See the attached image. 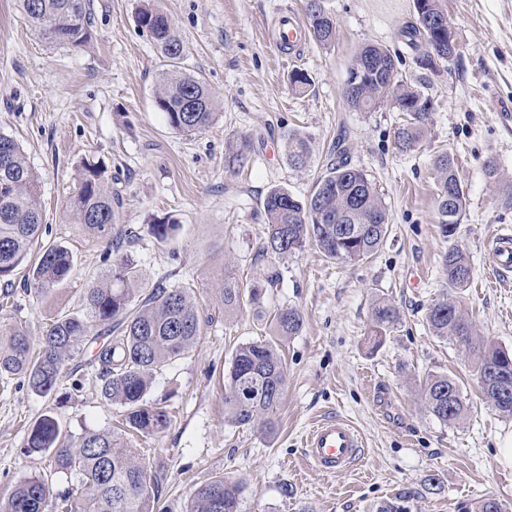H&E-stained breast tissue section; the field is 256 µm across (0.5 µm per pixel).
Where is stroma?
Masks as SVG:
<instances>
[{"mask_svg": "<svg viewBox=\"0 0 512 512\" xmlns=\"http://www.w3.org/2000/svg\"><path fill=\"white\" fill-rule=\"evenodd\" d=\"M94 38L84 48L55 46L30 26L19 0H0V132L21 143L35 173L43 231L30 249L71 252L74 270L46 289L28 287V265L0 282V316L21 322L39 343L57 317L80 311L83 297L106 271L102 240L80 230L67 200L86 157L103 160L121 197L116 226L132 233L131 253L149 284L189 285L202 320L197 345L157 373L148 401L166 405L162 434H130L162 478L159 512H186L190 494L217 476L239 482L240 512H473L487 496L512 512V418L484 402L473 365L427 325L430 305L448 290L441 259L451 245L470 258L472 278L455 295L480 336L512 351V281L499 282L488 249L500 226L512 227V0H438L456 51L425 68L400 36L415 21L414 0H325L336 19L328 48L307 41L299 57L282 58L267 32L282 14H304L305 0H159L184 41L185 69L202 78L219 117L206 131L174 133L155 106L162 59L136 23L139 0H93ZM367 44L398 57L400 78L434 106L415 150L399 151L398 112L350 109L347 70ZM307 74L294 91V72ZM288 131L311 139L312 160L294 170L285 155ZM354 165L372 174L389 210V232L368 260L340 263L306 247L295 256L259 257L265 216L261 202L281 187L309 195L336 159L338 133ZM248 136L242 170L224 166L226 145ZM454 159L466 213L455 237L438 223L434 160ZM498 168L490 181L488 162ZM176 218L173 239L159 243L149 225ZM243 282L279 271L262 302L224 310L225 269ZM396 306L400 321L378 348L368 343L376 298ZM296 308L300 332L283 346L287 379L273 432L235 426L224 416V371L235 348L268 338L273 310ZM430 373L455 378L470 406L448 425L417 399ZM54 416L73 437L117 430L124 410L104 400L91 354L67 363L49 394L23 376L0 377V499L15 485L48 471L24 444L41 415ZM336 416L364 441L359 461L323 475L304 454L311 426Z\"/></svg>", "mask_w": 512, "mask_h": 512, "instance_id": "stroma-1", "label": "stroma"}]
</instances>
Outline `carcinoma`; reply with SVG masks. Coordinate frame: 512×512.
<instances>
[{"instance_id": "cac0c4a2", "label": "carcinoma", "mask_w": 512, "mask_h": 512, "mask_svg": "<svg viewBox=\"0 0 512 512\" xmlns=\"http://www.w3.org/2000/svg\"><path fill=\"white\" fill-rule=\"evenodd\" d=\"M93 0H21L31 27L45 40L69 48L87 46L93 38ZM307 34L324 47L336 40V24L324 0H306ZM138 27L152 39L165 62L155 90V104L177 133L191 135L209 128L218 118L216 101L202 80L186 73L182 62L184 43L171 17L141 0ZM409 44L424 41L431 47L427 18L402 30ZM350 76L359 77L351 92L344 91L349 106L370 112L386 103L402 113L394 131L397 148L408 152L424 136L432 101L396 79L395 56L383 46L368 45L353 59ZM290 166L302 169L310 159L309 138L299 132L284 136ZM250 141L242 137L230 144L224 164L242 167L248 162ZM436 206L440 230L450 237L466 209V192L458 179L454 160L446 153L434 162ZM118 193L112 192V174L100 160H85L78 172V188L69 200V211L87 233L107 240L103 277L87 289L86 313L56 319L33 352L22 324L0 316V375L22 374L32 390L49 394L63 366L94 344L93 362L102 382L103 397L125 410L133 432L154 436L170 426L165 407L146 399L155 373L192 350L200 337L201 318L191 291L162 284L147 285L121 234H112ZM266 217L261 257L282 258L312 244L331 260L365 261L382 246L389 230V216L375 178L346 161L329 168L302 200L282 188L270 190L262 201ZM176 219L165 217L150 225L160 242L178 229ZM43 213L34 174L23 150L11 136L0 134V280L13 275L25 261L31 243L39 238ZM448 288H464L472 270L467 254L452 247L442 258ZM72 255L62 246H49L32 266L29 285L50 288L72 273ZM263 289L224 276V311L238 308L244 298L256 302ZM400 320L398 309L384 299L372 308L371 339L383 336ZM431 332L452 340L475 365V379L485 401L499 414L512 417V355L479 337L462 314L456 298L446 294L426 314ZM302 317L294 308L274 315L271 335L282 341L298 334ZM277 341L239 344L225 374L224 411L230 423L274 429L286 380V366ZM420 398L428 412L447 424H457L469 404L461 386L446 374H431L421 386ZM25 450L49 457L54 472L66 476L59 490L52 480L35 475L21 481L10 497L0 500V512H156L159 481L138 450L111 430L87 431L74 439L57 419L40 416L32 425ZM241 485L219 476L199 487L187 512H239Z\"/></svg>"}]
</instances>
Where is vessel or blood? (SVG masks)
I'll use <instances>...</instances> for the list:
<instances>
[{"mask_svg":"<svg viewBox=\"0 0 512 512\" xmlns=\"http://www.w3.org/2000/svg\"><path fill=\"white\" fill-rule=\"evenodd\" d=\"M305 38L300 20L292 15L279 17L272 31L277 51H291ZM493 268L501 276L512 275V228H501L491 247ZM305 453L322 472L333 473L350 466L362 453V440L347 421L329 419L316 425L308 434Z\"/></svg>","mask_w":512,"mask_h":512,"instance_id":"b4317fda","label":"vessel or blood"}]
</instances>
